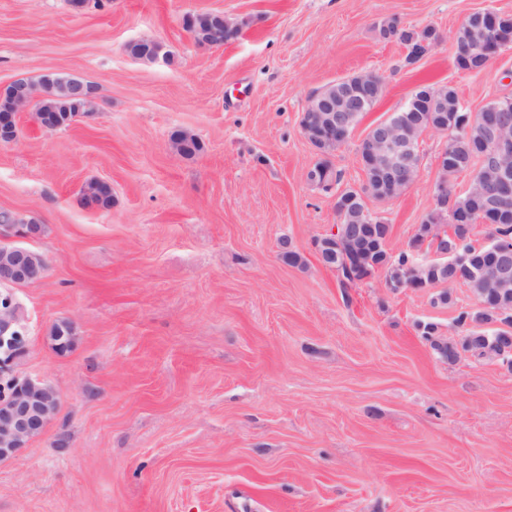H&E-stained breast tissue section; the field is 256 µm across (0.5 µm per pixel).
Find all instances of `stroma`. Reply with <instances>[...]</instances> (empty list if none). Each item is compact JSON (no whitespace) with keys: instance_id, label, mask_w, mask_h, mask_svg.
<instances>
[{"instance_id":"1","label":"stroma","mask_w":512,"mask_h":512,"mask_svg":"<svg viewBox=\"0 0 512 512\" xmlns=\"http://www.w3.org/2000/svg\"><path fill=\"white\" fill-rule=\"evenodd\" d=\"M512 0H0V86L45 73L98 89L96 112L45 131L20 112L0 144V213L39 224L48 268L15 289L28 332L21 372L63 395L58 417L0 464V512H512V370L441 359L467 333L461 283L393 293L384 273L352 288L315 242L335 197L311 185L318 156L301 130L311 93L374 71L385 93L333 163L360 186L369 128L423 85H448L470 112L512 97V47L459 70L453 35ZM241 23L224 47L195 45L186 14ZM433 26L416 64L382 23ZM162 42L166 58L125 50ZM203 149L185 158L177 131ZM444 135L421 142L400 197L369 207L391 253L431 210ZM105 211L82 208L92 180ZM296 251L293 265L283 247ZM72 322L57 354L50 329Z\"/></svg>"}]
</instances>
